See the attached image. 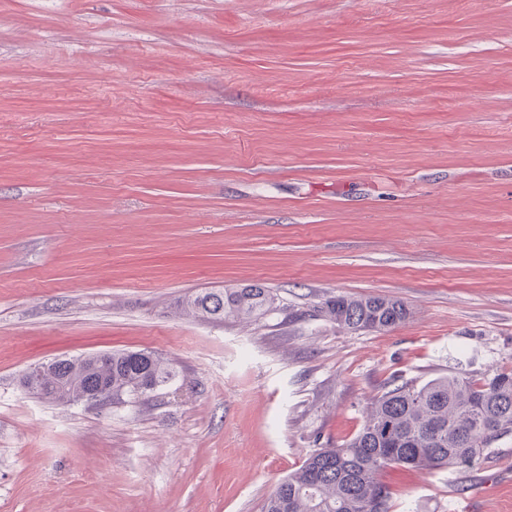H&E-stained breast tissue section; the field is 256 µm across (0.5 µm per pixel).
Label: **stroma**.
Masks as SVG:
<instances>
[{"mask_svg": "<svg viewBox=\"0 0 512 512\" xmlns=\"http://www.w3.org/2000/svg\"><path fill=\"white\" fill-rule=\"evenodd\" d=\"M247 284L257 322L180 311ZM337 295L410 315L344 331ZM121 350L176 376L107 407L21 385ZM501 369L512 0H0V512H264L385 385ZM383 479L394 512H512V435Z\"/></svg>", "mask_w": 512, "mask_h": 512, "instance_id": "obj_1", "label": "stroma"}]
</instances>
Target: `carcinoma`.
<instances>
[{
    "instance_id": "1",
    "label": "carcinoma",
    "mask_w": 512,
    "mask_h": 512,
    "mask_svg": "<svg viewBox=\"0 0 512 512\" xmlns=\"http://www.w3.org/2000/svg\"><path fill=\"white\" fill-rule=\"evenodd\" d=\"M276 310L275 295L260 284L191 295L183 311L213 322L257 321ZM321 316L345 331L368 324L391 328L410 315L407 306L385 296L331 297ZM175 378L170 363L149 351H113L57 359L26 372L22 386L58 403L80 400L109 382L112 401L137 399ZM512 433V370L491 379L458 374L417 387L395 385L373 397L360 431L345 444L309 455L282 478L265 512H392L393 494L380 476L388 468L470 470L488 445Z\"/></svg>"
}]
</instances>
